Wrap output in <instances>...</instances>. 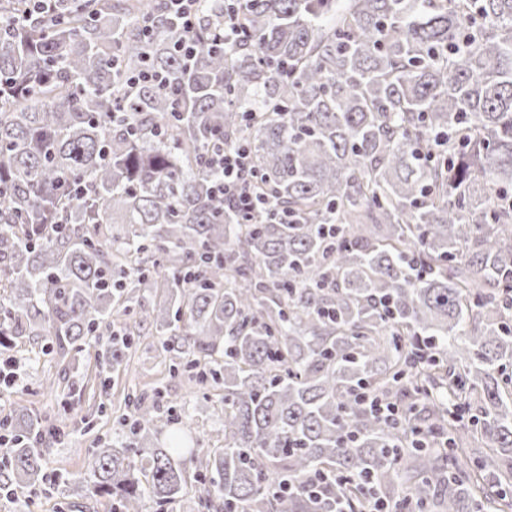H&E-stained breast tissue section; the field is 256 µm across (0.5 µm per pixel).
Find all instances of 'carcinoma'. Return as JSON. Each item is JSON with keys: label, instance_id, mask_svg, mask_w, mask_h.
Returning a JSON list of instances; mask_svg holds the SVG:
<instances>
[{"label": "carcinoma", "instance_id": "cac0c4a2", "mask_svg": "<svg viewBox=\"0 0 512 512\" xmlns=\"http://www.w3.org/2000/svg\"><path fill=\"white\" fill-rule=\"evenodd\" d=\"M0 0V346L64 359L133 315L169 371L224 404L201 448L134 394L138 446L80 489L109 512H512V0H251L196 57L167 0ZM165 86L130 87L143 68ZM243 141L269 204L224 205L208 164ZM377 394L399 413L365 404ZM174 426L166 444L157 434ZM0 492L38 480L25 406ZM280 482L292 488L274 494Z\"/></svg>", "mask_w": 512, "mask_h": 512}]
</instances>
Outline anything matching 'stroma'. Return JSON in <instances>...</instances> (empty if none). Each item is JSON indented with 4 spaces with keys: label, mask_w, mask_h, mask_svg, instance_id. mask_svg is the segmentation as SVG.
Returning a JSON list of instances; mask_svg holds the SVG:
<instances>
[{
    "label": "stroma",
    "mask_w": 512,
    "mask_h": 512,
    "mask_svg": "<svg viewBox=\"0 0 512 512\" xmlns=\"http://www.w3.org/2000/svg\"><path fill=\"white\" fill-rule=\"evenodd\" d=\"M43 340L32 336L14 348L0 347V360L26 357L18 385L0 392V416L11 415L16 405H23L46 418L56 428L43 453L46 476L66 473L70 484H60L41 493L27 487L18 498L0 496V512H108L105 500L89 497L77 490L76 479L84 477L88 464L100 443L111 442L120 416L130 414L127 396L133 392L162 389L164 407L172 408L195 432L205 448L222 443L224 406L207 398L187 376L170 372L169 360L155 336L140 337L131 352L130 368L111 373L102 382L95 364L94 349L78 355L79 369L88 385L82 394H69L66 386L47 392L41 386L43 368L61 374V362L49 361L41 352Z\"/></svg>",
    "instance_id": "35a3bbf8"
}]
</instances>
